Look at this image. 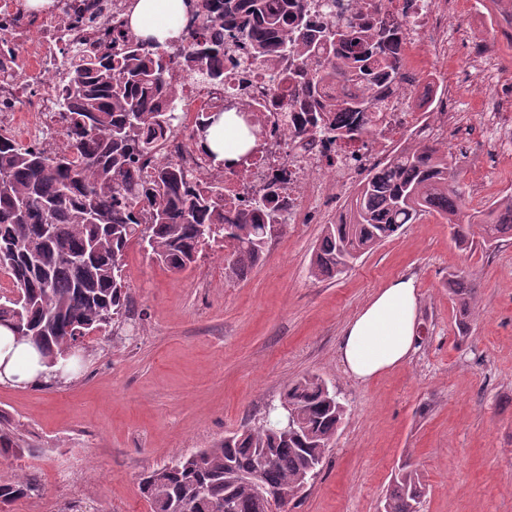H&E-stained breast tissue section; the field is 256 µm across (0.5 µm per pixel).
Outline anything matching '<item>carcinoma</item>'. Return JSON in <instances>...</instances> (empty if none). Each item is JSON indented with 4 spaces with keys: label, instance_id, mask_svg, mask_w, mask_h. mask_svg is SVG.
Instances as JSON below:
<instances>
[{
    "label": "carcinoma",
    "instance_id": "carcinoma-1",
    "mask_svg": "<svg viewBox=\"0 0 512 512\" xmlns=\"http://www.w3.org/2000/svg\"><path fill=\"white\" fill-rule=\"evenodd\" d=\"M388 0H195V29L181 34L180 51L136 37L124 17L112 25L106 51L90 41L55 64L54 88L62 109L66 145L53 152L0 136V270L14 295L0 293V326L32 343L45 362L68 356L76 337L116 333L132 312L124 256L134 242L174 273L189 270L212 242L224 246V275L242 280L264 258L273 224H286L288 205L279 186L269 184L248 200L224 194L210 181L161 157L164 133L182 121V72L199 83L221 87L224 36L245 48L243 71L261 67L271 81L269 104L250 107L253 136L266 112H304L294 137H361L385 107L382 85L404 80L398 29L380 21ZM223 110L198 114L190 139L201 145ZM464 191L448 149L414 140L386 150L384 162L368 173L339 216L323 226L309 262L315 280L333 279L403 225L438 214L451 224L455 243L470 248L475 238L497 241L512 234V196L485 211L467 214ZM459 315L477 305V289L464 276L448 280ZM298 418L286 430L282 406ZM344 418L328 384L302 377L286 388L280 405L255 426L224 437L209 448L177 458L139 478L151 512H267L295 500L296 488L322 466ZM33 455L9 426H0V459ZM288 493L273 506L260 498L248 477ZM37 473L22 471L0 481V512L38 496ZM423 484L417 470L402 467L385 497L384 512H418Z\"/></svg>",
    "mask_w": 512,
    "mask_h": 512
}]
</instances>
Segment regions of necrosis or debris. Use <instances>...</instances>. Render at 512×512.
Returning <instances> with one entry per match:
<instances>
[{"label":"necrosis or debris","instance_id":"obj_1","mask_svg":"<svg viewBox=\"0 0 512 512\" xmlns=\"http://www.w3.org/2000/svg\"><path fill=\"white\" fill-rule=\"evenodd\" d=\"M459 6L460 0H391L384 21L390 24L401 20L408 29L406 38L399 42L405 81L397 89L381 88L386 110L361 142L349 147L341 140H313L297 148L293 145L296 120H280L266 125L257 164L235 175H220L195 150L189 131L198 113L222 105L224 94L208 86L191 85L182 104V126L163 139L165 156L195 173L223 177L228 193L237 198L250 197L267 183L286 180L287 221L303 223L306 214L329 206L334 185L351 183L378 166L386 147L395 140L421 130L447 128V113L437 112L425 120L419 113L406 111L404 103L408 95L424 94L414 72L418 63L451 56L448 28ZM88 26L84 14L75 16L56 10L37 15L26 0H0V36L8 41L7 46H0V132L11 129L16 112L35 113L41 128L59 121L52 88L54 70L48 61L62 53L66 38H78Z\"/></svg>","mask_w":512,"mask_h":512}]
</instances>
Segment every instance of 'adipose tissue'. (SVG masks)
<instances>
[{"label": "adipose tissue", "mask_w": 512, "mask_h": 512, "mask_svg": "<svg viewBox=\"0 0 512 512\" xmlns=\"http://www.w3.org/2000/svg\"><path fill=\"white\" fill-rule=\"evenodd\" d=\"M188 11L187 0H134L129 28L138 37L165 43L181 35ZM240 124L235 112L224 113L209 129L206 146L220 159L239 162L250 146L239 134ZM418 309L414 278L398 277L378 291L343 331L339 354L346 372L366 382L405 363L415 350ZM51 373L32 345L16 342L0 326V385L24 388Z\"/></svg>", "instance_id": "1"}]
</instances>
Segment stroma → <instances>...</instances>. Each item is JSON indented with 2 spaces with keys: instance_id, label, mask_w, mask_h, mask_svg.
I'll return each mask as SVG.
<instances>
[{
  "instance_id": "35a3bbf8",
  "label": "stroma",
  "mask_w": 512,
  "mask_h": 512,
  "mask_svg": "<svg viewBox=\"0 0 512 512\" xmlns=\"http://www.w3.org/2000/svg\"><path fill=\"white\" fill-rule=\"evenodd\" d=\"M512 20V0H461L448 30L456 52L435 63L455 84L457 118L444 141L465 188L468 212L512 193V146L476 134L471 48ZM286 225L243 280L224 277L222 251L202 252L181 274L139 244L124 257L137 333L96 334L75 376L47 387L0 386V422L35 448L20 461L44 492L9 512H150L143 471L206 448L262 421L288 384L317 376L345 407L334 445L288 512H382L399 468L423 476L419 512H512V237L467 250L428 215L362 256L331 281L308 264L326 221ZM462 274L478 292L461 322L448 292ZM420 296L416 352L369 382L344 370L346 323L395 278ZM78 472L79 486L58 481Z\"/></svg>"
}]
</instances>
